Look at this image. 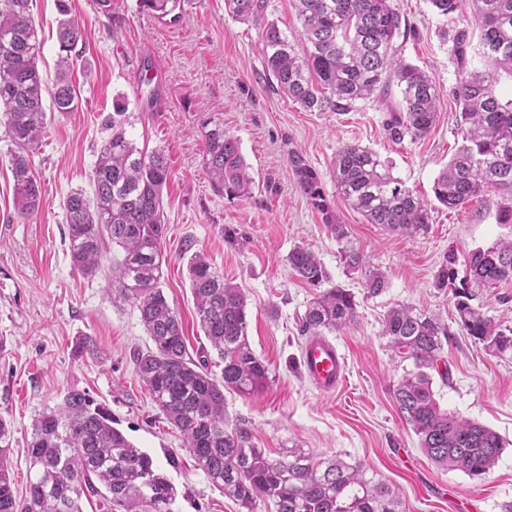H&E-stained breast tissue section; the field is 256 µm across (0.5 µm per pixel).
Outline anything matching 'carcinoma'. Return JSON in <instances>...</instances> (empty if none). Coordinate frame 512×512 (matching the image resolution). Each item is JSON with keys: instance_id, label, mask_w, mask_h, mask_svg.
Masks as SVG:
<instances>
[{"instance_id": "carcinoma-1", "label": "carcinoma", "mask_w": 512, "mask_h": 512, "mask_svg": "<svg viewBox=\"0 0 512 512\" xmlns=\"http://www.w3.org/2000/svg\"><path fill=\"white\" fill-rule=\"evenodd\" d=\"M113 0H96L99 13L119 28L124 17ZM159 19L177 21L184 0H138ZM229 12L262 31L267 74L289 99L309 112H346L376 93L389 109L385 131L401 142L426 137L437 119L438 91L433 79L398 55L396 40L405 16L393 0H295L304 48L297 50L278 24L265 18L266 0H225ZM472 27L455 31L452 47L459 65L455 96L461 143L433 182L434 199L455 210L490 189L501 197L498 221L512 224V97L499 86L512 79V0H470ZM33 0H0V125L15 146L11 154L16 214L25 220L42 206V188L31 168L48 124V112H70L78 99L70 71L82 38L79 22L58 0V74L51 105L38 69L41 44L31 15ZM484 62L471 65L472 58ZM132 113L125 99H113L104 118L111 130L91 170L92 196L72 191L65 200L66 235L72 266L92 276L107 246L123 250L112 261V299L133 304L153 347L135 356L136 372L148 386L165 419L179 430L184 448L213 486L246 509L260 505L274 512H403L395 487L361 463L338 455L315 460L301 448L279 459L252 444L248 429L231 426L224 390L250 393L264 386L269 369L248 338L247 302L242 289L226 280L202 252L187 260L189 284L204 336L216 352L220 375L207 360L190 357L182 320L159 287L162 247L167 234L163 192L170 168L163 149H140L127 135ZM205 168L211 185L230 197L251 195L254 179L239 141L219 121L202 124ZM288 165L309 204L321 215L339 245L344 267L364 274L366 294L388 288L384 272L351 239L330 208L318 173L297 150ZM336 188L368 223L405 236L428 231L431 204L393 176L385 161L367 147L347 144L332 166ZM288 267L304 282L319 286L327 273L308 248L294 247ZM464 274L455 250H448L433 285L451 289L457 324L485 349L512 351V327L486 316L472 304L473 289L512 282V238L470 250ZM354 294L340 286L323 290L298 316L302 336H324L356 318ZM382 331L405 360L413 362L396 384L397 409L433 463L472 479L487 474L504 448L493 430L441 408L430 371L438 370L448 342V326L437 316L399 304L383 317ZM10 425L0 419V512H83L82 499L99 496L107 510L173 512L176 492L152 457L113 427L112 415L84 390L69 389L60 407L34 419L28 455L37 469L25 497L10 478ZM105 491H100V488Z\"/></svg>"}]
</instances>
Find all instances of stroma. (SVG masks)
Returning a JSON list of instances; mask_svg holds the SVG:
<instances>
[{"label": "stroma", "instance_id": "35a3bbf8", "mask_svg": "<svg viewBox=\"0 0 512 512\" xmlns=\"http://www.w3.org/2000/svg\"><path fill=\"white\" fill-rule=\"evenodd\" d=\"M397 2L409 25L397 40L400 55L429 74L439 94L437 121L415 142L388 138L387 108L377 99L356 101L347 112H309L289 100L263 76L260 30L232 18L224 0H185L174 23L139 9L136 0H116L125 17L118 30L97 12L94 0H68L82 26L72 73L79 101L74 111L53 113L31 158L44 200L26 221L16 217L13 147L0 131V418L11 425L17 495H24L35 477L27 454L33 419L77 387L107 407L116 428L168 476L177 491L174 512H244L198 468L136 374L134 356L152 342L136 308L112 300L111 260L92 277L71 264L64 200L71 191H91L97 146L108 135L102 120L121 95L133 114L129 136L145 150L163 148L169 159L160 286L182 319L190 356L200 358L209 343L196 314L184 251L207 255L246 295L248 338L268 365L269 380L249 394L225 391L230 422L249 429L254 444L273 459L302 448L317 458L338 455L370 466L399 488L404 512H448L452 500L469 512H500L501 503L512 500V352L491 354L463 334L451 292L433 286L448 250L462 257L512 237V224L499 223L497 198L484 193L456 210L434 204L425 234H391L352 210L331 174L336 153L359 144L378 153L406 187L432 201L433 182L461 141L452 36L470 25V8L464 2L442 16L430 0ZM32 13L42 43L38 68L51 83L57 73L56 0H33ZM148 73L160 88L158 108L151 112L142 111L138 101ZM208 119L222 122L239 139L254 177L250 197L214 191L204 167L202 124ZM292 149L316 170L329 206L371 264L386 274L388 288L381 295L366 296L362 275L344 268L335 238L288 166ZM297 245L318 255L328 285L349 289L357 301L354 324L329 335L347 369L344 386L330 395L315 390L303 373L304 338L296 317L317 290L287 265ZM397 304L439 315L448 326L444 356L451 380L433 383L442 408L488 427L505 442L482 478L428 460L395 405L393 389L413 368L382 334L383 317ZM82 337L96 344L99 356L74 354Z\"/></svg>", "mask_w": 512, "mask_h": 512}]
</instances>
